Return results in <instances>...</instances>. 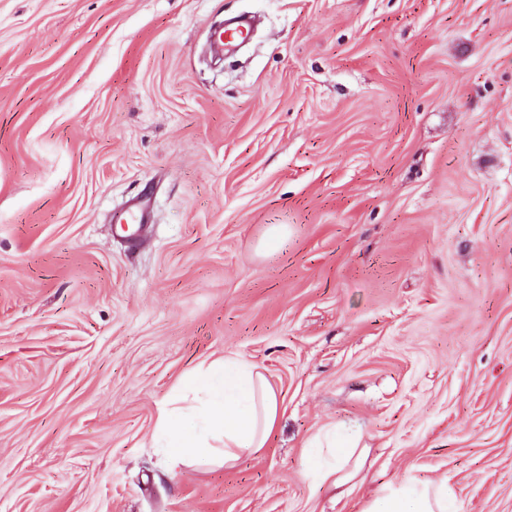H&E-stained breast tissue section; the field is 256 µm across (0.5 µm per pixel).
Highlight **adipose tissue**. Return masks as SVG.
<instances>
[{
	"label": "adipose tissue",
	"mask_w": 512,
	"mask_h": 512,
	"mask_svg": "<svg viewBox=\"0 0 512 512\" xmlns=\"http://www.w3.org/2000/svg\"><path fill=\"white\" fill-rule=\"evenodd\" d=\"M278 404L263 374L233 357H221L189 380L188 392L161 408L155 429L160 447L190 465L202 459L218 465L236 462L271 438ZM354 442L334 441L329 449H310L308 475L317 485L337 488L360 471ZM362 512H453L446 483L414 478L388 484Z\"/></svg>",
	"instance_id": "1"
}]
</instances>
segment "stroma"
I'll use <instances>...</instances> for the list:
<instances>
[{
	"label": "stroma",
	"mask_w": 512,
	"mask_h": 512,
	"mask_svg": "<svg viewBox=\"0 0 512 512\" xmlns=\"http://www.w3.org/2000/svg\"><path fill=\"white\" fill-rule=\"evenodd\" d=\"M223 356L274 434L171 467L159 410ZM339 425L362 470L315 486ZM418 475L512 512V0H0V512H361Z\"/></svg>",
	"instance_id": "1"
}]
</instances>
